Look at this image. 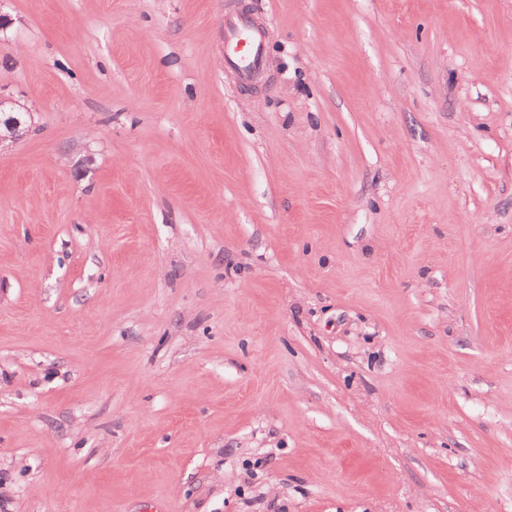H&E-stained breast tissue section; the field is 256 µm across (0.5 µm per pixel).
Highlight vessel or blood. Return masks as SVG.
Masks as SVG:
<instances>
[{
    "instance_id": "obj_1",
    "label": "vessel or blood",
    "mask_w": 512,
    "mask_h": 512,
    "mask_svg": "<svg viewBox=\"0 0 512 512\" xmlns=\"http://www.w3.org/2000/svg\"><path fill=\"white\" fill-rule=\"evenodd\" d=\"M267 46L259 37L253 19L245 14L224 20V64L237 72L241 83H249L263 65Z\"/></svg>"
}]
</instances>
